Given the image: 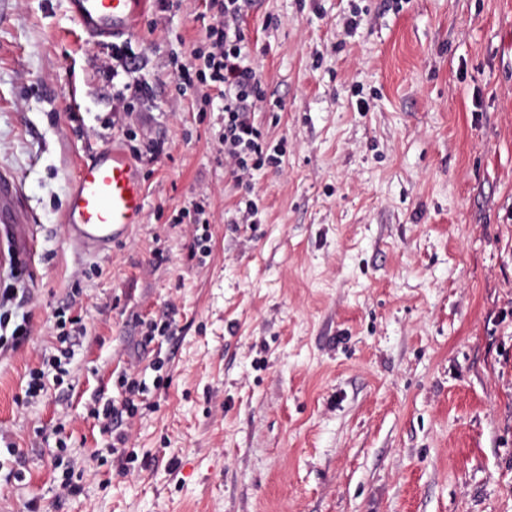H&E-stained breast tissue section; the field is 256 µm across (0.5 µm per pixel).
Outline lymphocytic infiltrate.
<instances>
[{
  "mask_svg": "<svg viewBox=\"0 0 512 512\" xmlns=\"http://www.w3.org/2000/svg\"><path fill=\"white\" fill-rule=\"evenodd\" d=\"M249 0H208L212 22L205 43L192 47L188 57L175 58V76L180 88L196 89L203 105L220 101L224 124L218 139L224 147V165L236 181H244L252 170L276 168L284 154L282 145L265 141L254 114L266 98L263 77L248 48L243 28ZM71 336L62 332L57 354L42 359L28 372L24 394L33 399L47 392L49 384H63L68 376L70 353L66 347ZM124 396L120 403L106 404L94 410L95 419L105 427L135 418L148 392L145 382L122 376Z\"/></svg>",
  "mask_w": 512,
  "mask_h": 512,
  "instance_id": "1",
  "label": "lymphocytic infiltrate"
}]
</instances>
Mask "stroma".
Segmentation results:
<instances>
[{
    "mask_svg": "<svg viewBox=\"0 0 512 512\" xmlns=\"http://www.w3.org/2000/svg\"><path fill=\"white\" fill-rule=\"evenodd\" d=\"M211 22L206 0H146V65L109 79L65 0H0V173L34 237L21 261L0 226V289H24L32 329L0 352V434L26 474L0 480V512H512V0H253L255 122L284 156L247 188L223 113L173 75ZM151 142L143 223L70 244L78 160ZM249 188L257 221L235 223ZM172 306L173 335L142 345ZM61 312L87 328L73 385L26 400ZM125 373L166 380L128 428L136 461L60 494L58 433L79 461L106 447L92 410Z\"/></svg>",
    "mask_w": 512,
    "mask_h": 512,
    "instance_id": "stroma-1",
    "label": "stroma"
}]
</instances>
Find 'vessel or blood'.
<instances>
[{
  "mask_svg": "<svg viewBox=\"0 0 512 512\" xmlns=\"http://www.w3.org/2000/svg\"><path fill=\"white\" fill-rule=\"evenodd\" d=\"M79 30L92 42L109 47L129 38L144 0H65ZM140 170L123 151L103 149L81 160L70 183L61 222L70 243L97 251L123 239L144 220Z\"/></svg>",
  "mask_w": 512,
  "mask_h": 512,
  "instance_id": "vessel-or-blood-1",
  "label": "vessel or blood"
}]
</instances>
